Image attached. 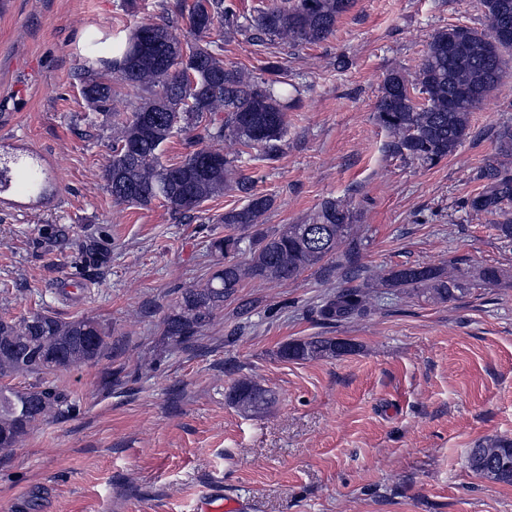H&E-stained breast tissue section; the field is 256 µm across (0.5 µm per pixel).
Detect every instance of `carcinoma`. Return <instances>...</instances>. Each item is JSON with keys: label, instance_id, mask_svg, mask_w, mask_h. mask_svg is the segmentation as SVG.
<instances>
[{"label": "carcinoma", "instance_id": "cac0c4a2", "mask_svg": "<svg viewBox=\"0 0 512 512\" xmlns=\"http://www.w3.org/2000/svg\"><path fill=\"white\" fill-rule=\"evenodd\" d=\"M351 0H277L255 15L240 16L227 0H175L172 16L142 22L112 41L91 36L87 56L76 78L85 100L105 111L112 85L103 73L139 92L131 114L112 139L105 180L112 200L147 207L160 201L181 220L190 219L206 200L231 186L247 203L224 211V236L209 241L218 269L203 288L182 293L164 321V334L189 344L215 310L235 298L247 281L289 282L307 272L326 280L341 273L336 293L320 309L328 324L360 316L369 309V289L382 286L436 302L457 299L466 288H494L509 277L496 266L464 274L432 266L401 265L382 276L363 274L359 260V225L351 207L335 198L324 200L302 224H261L273 206L267 196L252 192L250 183L234 178L237 159L221 144L258 149L268 161L277 158L287 131L288 102L282 89L281 65L270 62L268 77H252L224 64L206 34L219 24L261 45L316 44L331 35ZM489 24L483 31L454 25L436 31L414 76L394 67L387 74L376 103V118L392 136L396 154L432 166L456 152L470 137V115L497 90L512 62V0H482ZM185 20L196 35L182 43L170 31L174 18ZM187 135V153L164 165L159 156L176 134ZM496 159L485 166L483 188L465 206L493 219L498 235L512 239V126L496 135ZM23 165L0 156V194L13 186ZM31 195L41 199L50 185L38 169L27 168ZM111 336L98 321H70L39 313L33 319L0 317V448H13L36 423L69 405V395L45 376L66 372L101 357ZM356 345L332 336H308L284 343L279 356L318 360L350 354ZM34 377L16 389L6 379ZM243 412L259 413L272 403L260 384L241 379L225 395ZM470 469L512 485V440L480 443L470 449Z\"/></svg>", "mask_w": 512, "mask_h": 512}]
</instances>
